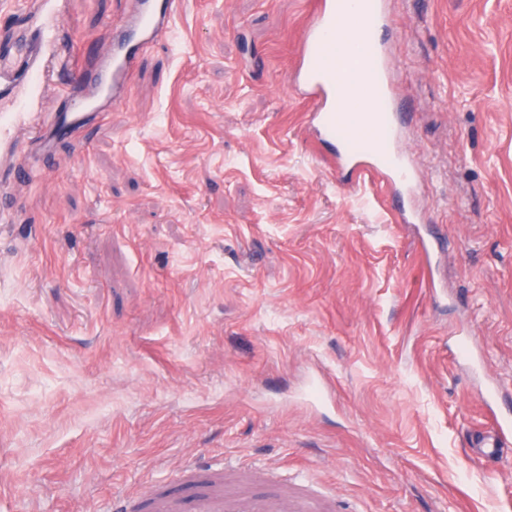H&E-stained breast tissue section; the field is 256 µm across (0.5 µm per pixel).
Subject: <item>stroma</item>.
<instances>
[{
	"instance_id": "1",
	"label": "stroma",
	"mask_w": 512,
	"mask_h": 512,
	"mask_svg": "<svg viewBox=\"0 0 512 512\" xmlns=\"http://www.w3.org/2000/svg\"><path fill=\"white\" fill-rule=\"evenodd\" d=\"M315 2L185 0L81 148L0 153V512H103L196 459L347 512H508L512 463L470 438L486 384L512 406V0L390 2L421 224L304 130L286 79ZM130 8L66 0L75 51Z\"/></svg>"
}]
</instances>
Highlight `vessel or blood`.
<instances>
[{
    "instance_id": "b4317fda",
    "label": "vessel or blood",
    "mask_w": 512,
    "mask_h": 512,
    "mask_svg": "<svg viewBox=\"0 0 512 512\" xmlns=\"http://www.w3.org/2000/svg\"><path fill=\"white\" fill-rule=\"evenodd\" d=\"M183 0H134L124 23L112 32L110 48L88 53L82 63L54 70L53 48L59 47L64 26L61 16L41 24L43 54L17 62L10 46L0 47V140L8 138L33 107V94L58 85L63 107L46 127H30L44 154L89 126L99 112L124 97L132 71L144 51L169 36ZM390 18L385 0H317L305 21L306 36L299 60L287 84L307 101L306 132L329 148L326 165L339 185L353 187L367 179L385 183L397 198L396 220L423 221L420 210L408 209L403 197L411 193L418 157L399 145L405 122L392 97L384 46L378 33ZM369 109L347 112L352 98ZM512 447V418L495 416L491 431L475 434L472 453L490 465L502 462ZM183 493L158 499L157 512H337L338 502L322 504L308 495L293 500L257 492L225 493L220 470L211 465L188 464L180 471Z\"/></svg>"
}]
</instances>
